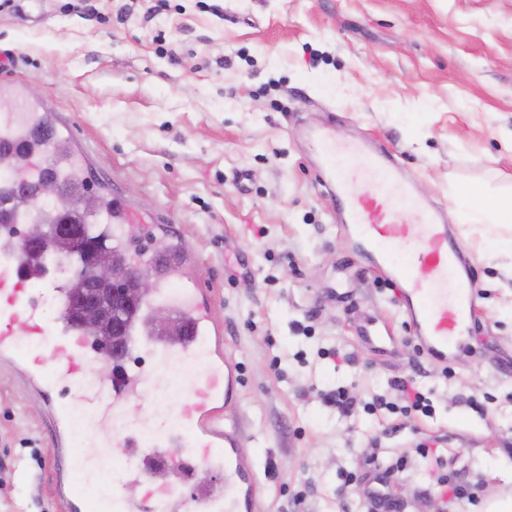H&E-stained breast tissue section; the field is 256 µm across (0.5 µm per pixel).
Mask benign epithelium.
I'll list each match as a JSON object with an SVG mask.
<instances>
[{"label": "benign epithelium", "instance_id": "7a95c632", "mask_svg": "<svg viewBox=\"0 0 512 512\" xmlns=\"http://www.w3.org/2000/svg\"><path fill=\"white\" fill-rule=\"evenodd\" d=\"M18 197L29 206L43 199H52L71 211H80L89 206V199L82 195L68 194L54 182H44L34 189L27 185L17 188ZM61 235L67 237L66 261L75 260L84 265L87 276L77 292L78 313L83 320L110 319L112 335L97 338L103 349L104 367L121 356V316L123 309L136 302L147 300L154 291L153 276L130 265L116 266L106 257V248L90 239L78 224H64ZM25 243L39 246L45 252L53 251V245L41 232L38 222L30 224Z\"/></svg>", "mask_w": 512, "mask_h": 512}]
</instances>
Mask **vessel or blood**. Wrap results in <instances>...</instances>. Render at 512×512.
<instances>
[{"label": "vessel or blood", "mask_w": 512, "mask_h": 512, "mask_svg": "<svg viewBox=\"0 0 512 512\" xmlns=\"http://www.w3.org/2000/svg\"><path fill=\"white\" fill-rule=\"evenodd\" d=\"M321 165L318 181L335 191L344 215L340 226L355 244V255L368 259L380 279L392 287L419 351L444 363L451 350L471 339L475 327L477 290L466 254L443 214L420 202L401 178L397 163L369 142L338 143L330 128L313 132ZM424 217L411 231V215ZM29 254L15 246L0 254V360L22 368L42 393L69 388L72 400L99 416L120 415L129 397L152 399L156 375L144 369L101 382L84 392L79 382L100 362L87 330L66 321L46 320L32 299V283H52L56 271L41 266L29 272ZM145 266L156 275L147 308L170 307L183 329L179 342L146 338L145 324L129 326L127 349L146 353L157 362L193 363L202 372L187 403L174 415L166 432L113 439L121 455L131 449L167 464V451L184 450L190 460L224 474L223 498L188 495L173 482L149 489L140 499L117 498L115 512H254L255 484L249 463L238 451L240 434L224 413L237 394L235 364L222 353H211L209 340L220 329L212 323L207 297L178 255L147 256Z\"/></svg>", "instance_id": "obj_1"}]
</instances>
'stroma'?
I'll use <instances>...</instances> for the list:
<instances>
[{
	"instance_id": "1",
	"label": "stroma",
	"mask_w": 512,
	"mask_h": 512,
	"mask_svg": "<svg viewBox=\"0 0 512 512\" xmlns=\"http://www.w3.org/2000/svg\"><path fill=\"white\" fill-rule=\"evenodd\" d=\"M13 0L0 11V92L70 125L92 194L151 217L134 247L182 242L199 259L219 346L238 367L227 416L256 479L255 512H368L364 485L387 479L400 512H482L512 495V239L508 224H472L474 204L512 196V0ZM164 34L175 55L161 52ZM367 139L394 154L417 193L441 206L470 258L475 339L442 366L419 355L389 289L356 261L337 202L318 183L304 129ZM389 328L393 347L364 343ZM452 376H444L445 368ZM413 379L431 416L370 414ZM346 388L345 413L324 395ZM48 397L0 363V512H59L69 482L141 498L149 478L93 433H67L82 467L61 472ZM435 457L422 461L419 442ZM361 475L344 484L342 471ZM445 474L475 500L446 494Z\"/></svg>"
}]
</instances>
